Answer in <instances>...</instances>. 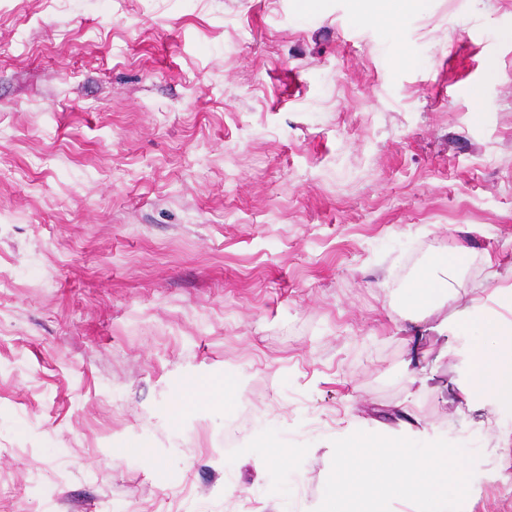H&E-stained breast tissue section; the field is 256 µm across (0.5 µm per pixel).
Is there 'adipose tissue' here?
I'll return each instance as SVG.
<instances>
[{
  "instance_id": "ef3b65f1",
  "label": "adipose tissue",
  "mask_w": 512,
  "mask_h": 512,
  "mask_svg": "<svg viewBox=\"0 0 512 512\" xmlns=\"http://www.w3.org/2000/svg\"><path fill=\"white\" fill-rule=\"evenodd\" d=\"M465 259L461 252L441 254L436 272L422 274L416 287L408 289V302L419 306L437 303L447 292L448 276L463 266ZM454 322L474 324L480 329L477 340L466 349L468 399L512 405V323H502L472 299L456 312Z\"/></svg>"
}]
</instances>
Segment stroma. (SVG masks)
Here are the masks:
<instances>
[{
  "mask_svg": "<svg viewBox=\"0 0 512 512\" xmlns=\"http://www.w3.org/2000/svg\"><path fill=\"white\" fill-rule=\"evenodd\" d=\"M381 6L0 0V512H314L358 430L478 433L512 512L476 326L403 333L442 252L512 316V0ZM388 4L386 10L375 16L373 21L379 23H393L406 12L420 8L425 1L422 0H385Z\"/></svg>",
  "mask_w": 512,
  "mask_h": 512,
  "instance_id": "1",
  "label": "stroma"
}]
</instances>
